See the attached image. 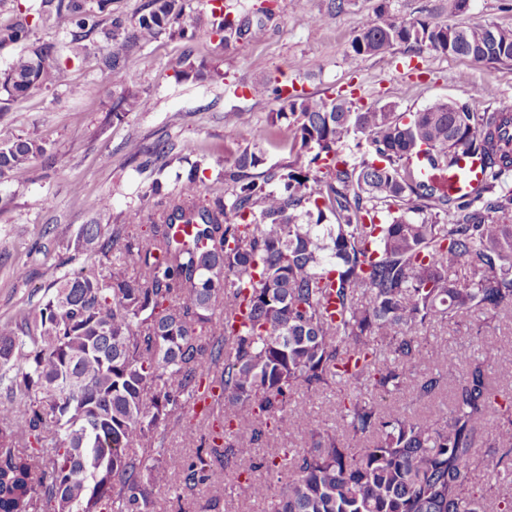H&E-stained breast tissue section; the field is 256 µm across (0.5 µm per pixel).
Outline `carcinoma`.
Segmentation results:
<instances>
[{"label": "carcinoma", "instance_id": "cac0c4a2", "mask_svg": "<svg viewBox=\"0 0 512 512\" xmlns=\"http://www.w3.org/2000/svg\"><path fill=\"white\" fill-rule=\"evenodd\" d=\"M12 2L18 18L0 25V49L19 52L0 70L3 104L55 88L63 63L93 36L108 45L99 67L129 72L145 44L161 35L189 42L202 21L187 20L185 0H146L132 17L110 10L112 0ZM206 16L226 47L261 40L269 19L266 10L233 17L224 0H208ZM38 26L62 40H32ZM398 44L512 62V28L406 20L384 0L349 57ZM175 77L223 74L188 54ZM249 90L286 103L270 127L288 142V161L265 167V151L249 141L224 162V193L208 200L200 167L175 173L157 212L132 207L109 235L99 224L79 230L74 250L99 265L52 276L42 307L0 322V380L11 373L0 409V512H154L171 482L159 429L210 393L207 380L221 393L206 419L232 441L198 449L180 470L184 489L222 461L250 500L268 491L253 470L288 472L272 512H488L467 474L496 403L492 365L512 347L494 342L466 358L443 424L386 416L365 392L433 396L447 376L413 373L427 326L512 311V194L478 206L512 172V112L440 99L405 115L267 82ZM144 102L130 81L112 94V120ZM348 142L364 149L360 162L341 154ZM175 149L169 140L127 142L137 169L160 161L159 175L178 160ZM462 150L482 158L486 173L469 197L448 186ZM46 153L33 137L0 141V181L31 180ZM460 266L464 284L451 279ZM335 384L352 388L338 402L343 431L309 430L294 391ZM497 412L501 431L481 441L496 459L495 485L509 488L495 512H512V400ZM294 425L310 431V447L239 469L271 428Z\"/></svg>", "mask_w": 512, "mask_h": 512}]
</instances>
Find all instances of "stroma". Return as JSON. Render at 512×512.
Wrapping results in <instances>:
<instances>
[{"mask_svg":"<svg viewBox=\"0 0 512 512\" xmlns=\"http://www.w3.org/2000/svg\"><path fill=\"white\" fill-rule=\"evenodd\" d=\"M231 13L266 9L268 33L254 43L224 49L216 36L200 28L191 43L160 37L137 58L134 72L145 96L142 109L119 122L109 112V93L126 81L125 74L106 75L96 65L99 42L92 41L81 58L67 63L60 84L0 112V141L30 136L46 143L48 153L38 161L31 181L0 183V321L37 309L47 295L56 266L75 273L90 260L74 253L71 243L82 225L100 221L104 229L119 223L128 208L152 212L159 201L151 191L153 174L137 170L124 143L136 138L145 144L177 143L188 162L204 170V198L224 191L219 179L225 159L244 147L246 138L261 142L268 165L286 162L288 144L269 139V116L280 107L273 97H252L248 85L273 78L289 89L326 99L346 97L359 107H389L409 114L437 99L473 101L479 109L512 112V62L490 64L462 56L398 45L386 54L353 60L350 42L360 22L374 15L379 0H344L329 13L330 0H224ZM389 9L410 20L430 17L449 24H495L512 28V0H470L468 10L454 11L450 0H389ZM325 25H318L319 16ZM195 60L217 65L224 73L217 82L176 81L173 70L184 52ZM232 119H225V112ZM81 195H74L73 186ZM110 200L106 215L96 202ZM25 277H16L18 268ZM423 369H451L453 379L464 374V360L479 355L487 341L512 344V313L487 319L477 314L464 325L433 323L424 332ZM454 367H447L448 358ZM343 386L310 392L297 389L295 401L305 402L315 428H338V401ZM452 387L418 399L410 395L378 397L383 414L444 422L450 412ZM210 426L193 408L179 423L161 430L163 449L175 464H187ZM269 487L266 501L231 495V474L215 463L208 481L173 496L161 490L156 512H202L211 499L220 512H270L283 476L257 470Z\"/></svg>","mask_w":512,"mask_h":512,"instance_id":"stroma-1","label":"stroma"}]
</instances>
